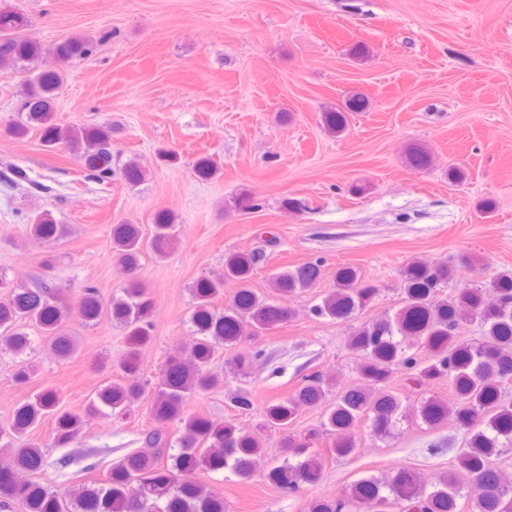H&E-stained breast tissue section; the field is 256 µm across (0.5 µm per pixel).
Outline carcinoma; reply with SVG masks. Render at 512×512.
Wrapping results in <instances>:
<instances>
[{
	"instance_id": "1",
	"label": "carcinoma",
	"mask_w": 512,
	"mask_h": 512,
	"mask_svg": "<svg viewBox=\"0 0 512 512\" xmlns=\"http://www.w3.org/2000/svg\"><path fill=\"white\" fill-rule=\"evenodd\" d=\"M28 20L16 12H0V67L25 70L39 59L42 48L20 35ZM88 38L70 37L56 44L52 65L26 80L21 118L8 133L25 137L33 128L42 132L48 147L68 151L84 169L94 171L100 181L112 179L111 130L98 127H61L54 123V96L64 67L94 53ZM365 106L354 95L345 107L323 113L325 128L332 134L344 130L347 113ZM175 224L164 211L154 217V234L145 244L136 224L112 226V258L126 279L121 295L106 300L93 285L84 286L71 303L47 281L32 286L16 284L0 274V355L18 359L16 381L26 383L34 374L28 355L35 340L27 327L36 328L51 352L60 359L79 354L77 337L64 329L75 312L86 325H95L108 314L125 331L126 352L120 368L121 380L101 386L82 413L61 409L51 390L37 393L15 409L8 426L0 427V512L15 501L28 512H226L224 498L214 495L194 479L199 470L229 471L241 481L250 480L258 466L270 463L266 477L279 489L293 492L313 485L321 477L325 457H348L358 451L352 429L363 421L379 439L394 434L402 420V401L382 388L397 372L406 381L425 387L448 380L453 401L438 396L424 398L416 419L428 429L444 423L463 433L465 447L457 465L438 475L428 486L404 469L386 475L356 480L340 498H317L307 512H512V489L499 483L492 457L512 447V398L505 386L512 382V277H496L485 286L457 287V265H467V254L457 262L414 263L403 269L404 303L386 314L356 327L348 336V347L361 358L359 378L366 385H351L327 403L333 379L320 371L305 375L299 387L286 398L267 403L260 426L281 433L280 448L264 446L255 434L232 422H216L186 411L188 398L224 384V375L210 365L221 349L236 347L245 327L259 334L292 316L291 297L315 285L322 275L321 261H308L293 270L275 274L271 286L277 302L260 297L250 286L254 269L263 260L256 252L232 253L224 259V273L204 277L192 288L196 301L191 317L192 342L182 357L169 361L152 386V415L157 426L145 435L155 449L152 454L133 452L113 465L99 482L83 484L61 494L37 481L23 485L15 481L21 472L37 473L46 466L42 445L33 439L19 440L43 418L55 420V442L65 446L75 439L87 416L126 414L146 392L141 376L140 351L151 341V299L135 272L146 251L161 258L173 240ZM28 236L38 242L60 240L63 224L42 215L27 225ZM233 280L238 290L232 302L218 310L213 300ZM378 288L361 279L352 267L336 271V289L312 309L314 315L347 322L370 304ZM476 322L477 341L458 339L462 325ZM430 357L421 361L417 349ZM262 349L239 352L235 365L248 368L265 361ZM327 405L320 430L297 441L289 426L303 411ZM178 428L171 439L167 426Z\"/></svg>"
}]
</instances>
